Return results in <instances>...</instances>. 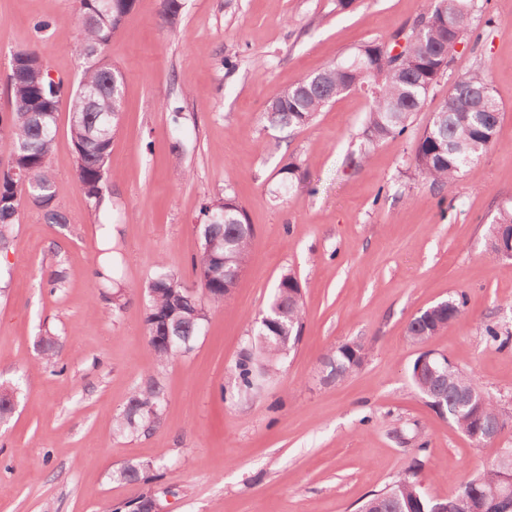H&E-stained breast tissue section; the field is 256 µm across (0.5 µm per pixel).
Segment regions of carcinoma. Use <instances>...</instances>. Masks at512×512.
<instances>
[{"label":"carcinoma","mask_w":512,"mask_h":512,"mask_svg":"<svg viewBox=\"0 0 512 512\" xmlns=\"http://www.w3.org/2000/svg\"><path fill=\"white\" fill-rule=\"evenodd\" d=\"M135 0H108L99 12L96 0H78L82 23V50L95 49L103 55L118 33ZM474 0H427L426 8L386 41L388 50L404 39L402 50L382 61L381 44L362 46L353 56L330 64L296 85L280 90L265 112L268 127L294 130L309 125L329 101L349 91H364L370 97L362 138L364 155L380 142L404 135L414 113L420 111L427 95L447 71L452 52L471 31ZM21 71L12 79L10 116L0 120V145L23 174L18 181L0 173V252L13 242L14 225L25 203L42 211L46 221L68 225L56 205L57 184L48 163L56 136V111L60 99L69 97V131L76 155L75 175L92 210L98 212L107 190L112 139L121 119L123 82L116 68L85 66L76 85L52 86L41 75L43 61L33 49L19 60ZM500 118V104L488 75L473 69L460 75L448 97L419 135L414 158L416 170L433 184L449 192L466 168L478 161L494 142ZM205 217L198 225L200 248L192 257L196 287L185 286L180 278L158 263L147 285L145 328L147 344L160 366L187 356L201 336L209 318V306L222 305L231 298L237 279L226 278L219 269L224 259L236 268L248 261L254 232L244 208L235 196L205 201ZM512 229V201L498 208L493 233ZM466 304L463 294L451 296L432 310H424L408 323L412 343L422 345L441 329L455 322ZM305 319L301 287L294 274L281 275L266 308L255 318L253 340L235 366L237 395L248 396L259 381L277 369L300 338ZM177 336L171 346L160 344L163 336ZM42 360L56 361L57 339L45 332L38 341ZM330 372L353 369V353L341 344L326 356ZM418 394L429 404H443L445 415L476 446L490 443L487 427L494 421L506 425L512 412L506 411L485 391L479 379L455 364L448 365V377L421 376L413 380ZM18 386L0 383V422L14 411L12 403ZM166 406V390L156 378L133 391L124 408L113 418L120 436L149 434L160 426ZM161 460L130 464L113 472L124 483L147 484ZM509 467L502 452L480 470L462 481L445 501L427 497L417 480L414 462L385 488L370 493L358 512H479L484 491L499 484Z\"/></svg>","instance_id":"obj_1"}]
</instances>
